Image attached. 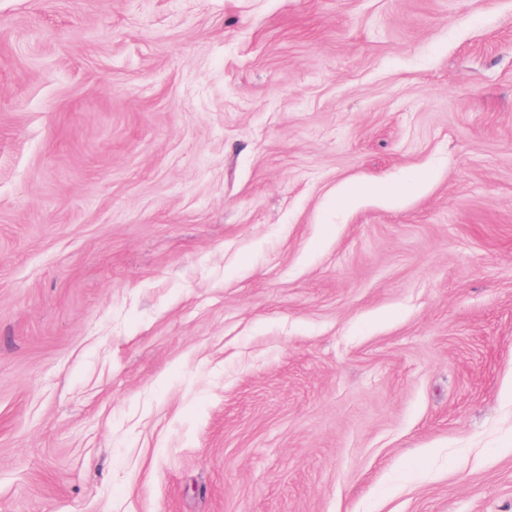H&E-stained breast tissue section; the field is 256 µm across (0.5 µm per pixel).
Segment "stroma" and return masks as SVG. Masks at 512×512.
<instances>
[{
  "label": "stroma",
  "instance_id": "obj_1",
  "mask_svg": "<svg viewBox=\"0 0 512 512\" xmlns=\"http://www.w3.org/2000/svg\"><path fill=\"white\" fill-rule=\"evenodd\" d=\"M0 512H512V0H0Z\"/></svg>",
  "mask_w": 512,
  "mask_h": 512
}]
</instances>
